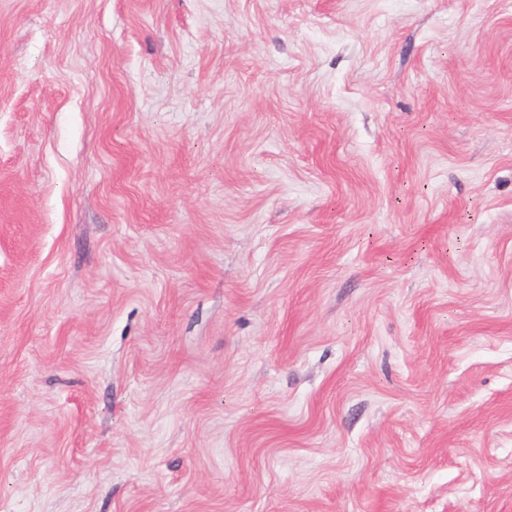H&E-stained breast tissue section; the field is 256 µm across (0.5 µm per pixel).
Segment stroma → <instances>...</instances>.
Returning <instances> with one entry per match:
<instances>
[{"label": "stroma", "mask_w": 512, "mask_h": 512, "mask_svg": "<svg viewBox=\"0 0 512 512\" xmlns=\"http://www.w3.org/2000/svg\"><path fill=\"white\" fill-rule=\"evenodd\" d=\"M0 512H512V0H0Z\"/></svg>", "instance_id": "stroma-1"}]
</instances>
